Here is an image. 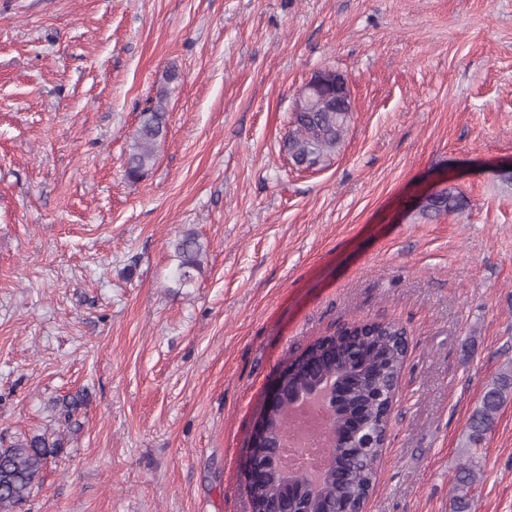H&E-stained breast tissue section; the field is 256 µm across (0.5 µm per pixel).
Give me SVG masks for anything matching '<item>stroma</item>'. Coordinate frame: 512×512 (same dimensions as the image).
Instances as JSON below:
<instances>
[{
    "label": "stroma",
    "instance_id": "1",
    "mask_svg": "<svg viewBox=\"0 0 512 512\" xmlns=\"http://www.w3.org/2000/svg\"><path fill=\"white\" fill-rule=\"evenodd\" d=\"M325 68L353 112L299 170L293 105ZM156 106L167 137L129 180ZM511 174L512 0H0V447L66 434L24 512H252L271 385L359 319L409 334L366 512H451L512 363ZM446 186L465 209L422 219ZM80 390L70 432L55 402ZM474 509L512 512V399ZM165 135V116L160 108L141 113L128 153L126 174L129 179H139L154 166L156 150ZM202 245L193 233H186L175 245L176 257L179 260L176 269L178 282L181 286L190 285L194 280V273L199 266V255ZM512 395V363L498 374L481 397L467 422L466 463L459 466L452 484V512H471L477 476L473 465L477 445L493 427L495 417L508 396Z\"/></svg>",
    "mask_w": 512,
    "mask_h": 512
}]
</instances>
